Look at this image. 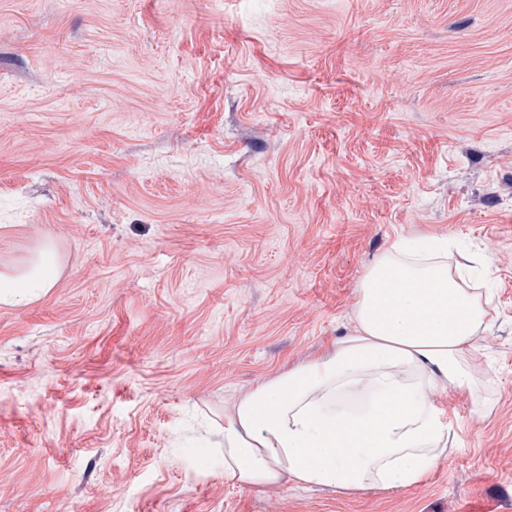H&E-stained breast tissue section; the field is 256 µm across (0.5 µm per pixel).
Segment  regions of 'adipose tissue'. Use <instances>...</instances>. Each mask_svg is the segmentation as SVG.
Instances as JSON below:
<instances>
[{
  "instance_id": "obj_1",
  "label": "adipose tissue",
  "mask_w": 512,
  "mask_h": 512,
  "mask_svg": "<svg viewBox=\"0 0 512 512\" xmlns=\"http://www.w3.org/2000/svg\"><path fill=\"white\" fill-rule=\"evenodd\" d=\"M57 272L53 248L41 247L0 271V304L47 295ZM489 304L468 266L449 267L447 240L393 246L356 290L351 334L225 413V473L259 489L288 480L348 493L415 486L456 440L431 391L449 387L487 407L472 361Z\"/></svg>"
}]
</instances>
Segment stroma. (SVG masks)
<instances>
[{"label":"stroma","instance_id":"1","mask_svg":"<svg viewBox=\"0 0 512 512\" xmlns=\"http://www.w3.org/2000/svg\"><path fill=\"white\" fill-rule=\"evenodd\" d=\"M485 256L489 408L415 486L248 490L224 411L393 243ZM0 512H512V0H0ZM58 263L53 248L35 251L24 266L0 271V304L16 306L47 295L57 280Z\"/></svg>","mask_w":512,"mask_h":512}]
</instances>
